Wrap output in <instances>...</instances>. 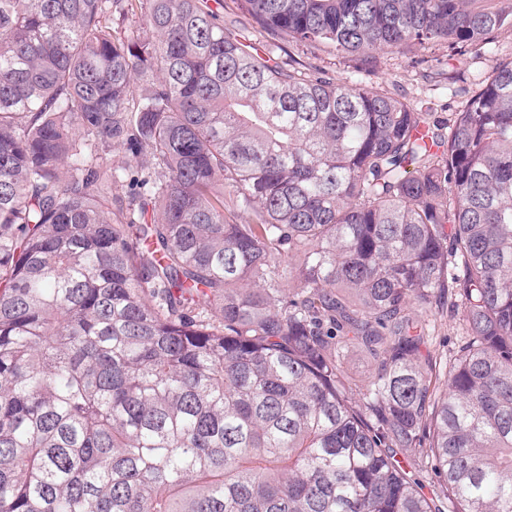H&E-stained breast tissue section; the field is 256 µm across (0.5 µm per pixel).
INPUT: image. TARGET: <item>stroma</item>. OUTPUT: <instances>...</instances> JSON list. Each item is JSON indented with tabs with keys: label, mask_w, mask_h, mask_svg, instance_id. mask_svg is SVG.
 Wrapping results in <instances>:
<instances>
[{
	"label": "stroma",
	"mask_w": 512,
	"mask_h": 512,
	"mask_svg": "<svg viewBox=\"0 0 512 512\" xmlns=\"http://www.w3.org/2000/svg\"><path fill=\"white\" fill-rule=\"evenodd\" d=\"M278 56L283 60L291 56L301 64L318 66L336 79L377 87L414 104L436 108L438 119L443 121L461 109L465 91L476 88L493 59L512 58V32L498 34L479 57L449 51L444 43L415 46L402 54L386 51L377 57L371 74L360 72L356 57L338 53L330 46L282 50ZM429 317L435 325L432 351L444 358L453 356L461 334L457 311L435 306Z\"/></svg>",
	"instance_id": "obj_1"
}]
</instances>
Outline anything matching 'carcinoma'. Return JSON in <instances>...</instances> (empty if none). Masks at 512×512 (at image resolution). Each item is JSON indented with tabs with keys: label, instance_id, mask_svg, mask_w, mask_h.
Masks as SVG:
<instances>
[{
	"label": "carcinoma",
	"instance_id": "obj_1",
	"mask_svg": "<svg viewBox=\"0 0 512 512\" xmlns=\"http://www.w3.org/2000/svg\"><path fill=\"white\" fill-rule=\"evenodd\" d=\"M235 3L365 62L512 31V0ZM442 494L512 512V59L442 123L260 51L223 0H0V512ZM428 315L435 325L434 338L430 349L438 355V362L441 356V363L444 364L447 357L449 360L457 352L460 344V314L445 304L439 307L433 305L431 311H428ZM345 369L357 384L364 378L369 369V361L363 351L358 348H350L344 356Z\"/></svg>",
	"mask_w": 512,
	"mask_h": 512
}]
</instances>
